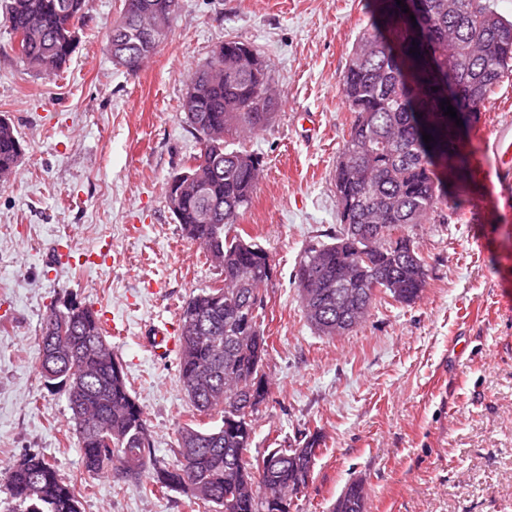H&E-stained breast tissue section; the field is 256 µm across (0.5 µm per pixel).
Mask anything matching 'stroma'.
<instances>
[{
  "instance_id": "35a3bbf8",
  "label": "stroma",
  "mask_w": 512,
  "mask_h": 512,
  "mask_svg": "<svg viewBox=\"0 0 512 512\" xmlns=\"http://www.w3.org/2000/svg\"><path fill=\"white\" fill-rule=\"evenodd\" d=\"M367 0H181L169 39L137 75L115 65L105 32L123 0H87L67 68L35 75L0 20V115L24 140L0 186V498L5 468L37 454L82 481V512H197L187 495H151L152 472L116 484L85 474L64 392L38 372L41 321L76 300L105 314L156 456L176 464L189 402L177 354H154V327L219 273L182 234L164 196L199 151L180 110L190 74L232 38L268 62L280 107L247 141L263 167L237 225L274 259L262 325L268 395L250 456L320 432L324 451L291 512H331L363 481L366 512H512V193L472 175L458 204L413 228L430 265L416 303H377L351 333L317 335L294 283L305 244L336 231V160L353 114L340 79L371 24ZM470 132L494 163L512 130V74Z\"/></svg>"
}]
</instances>
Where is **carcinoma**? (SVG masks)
<instances>
[{"instance_id":"cac0c4a2","label":"carcinoma","mask_w":512,"mask_h":512,"mask_svg":"<svg viewBox=\"0 0 512 512\" xmlns=\"http://www.w3.org/2000/svg\"><path fill=\"white\" fill-rule=\"evenodd\" d=\"M417 32L396 0H373L372 31L352 47L341 80L354 118L336 161L339 229L312 240L296 267L304 317L320 336L352 332L369 316L378 294L415 303L429 265L411 229L438 216L439 206L466 190L476 147L464 142L440 103L477 122L484 103L512 72V19L494 0H426ZM86 0H0L20 58L38 76L63 71L85 23ZM180 0H124L107 34L114 63L140 69L158 47L157 19L173 22ZM232 39L219 42L189 79L181 102L194 135L210 134L204 184L174 215L183 234L220 268L223 285L203 289L182 307L179 380L192 415L221 412L220 423L184 424L176 468L158 465L142 406L131 393L99 315L73 303L46 312L38 350L41 374L61 388L72 413L82 466L118 484L155 471L149 492L180 490L213 512H290L289 494L307 488L321 452L315 433L272 458L247 455L253 418L267 396L262 373L267 338L261 331L273 259L241 233L229 234L252 202L262 160L238 148L272 121L279 102L265 61ZM432 141L426 143L423 133ZM23 140L0 115V181L16 173ZM63 331L66 348L53 354L49 326ZM9 498L0 512H81L82 487L39 455L7 469ZM362 484L351 483L332 512H365Z\"/></svg>"}]
</instances>
